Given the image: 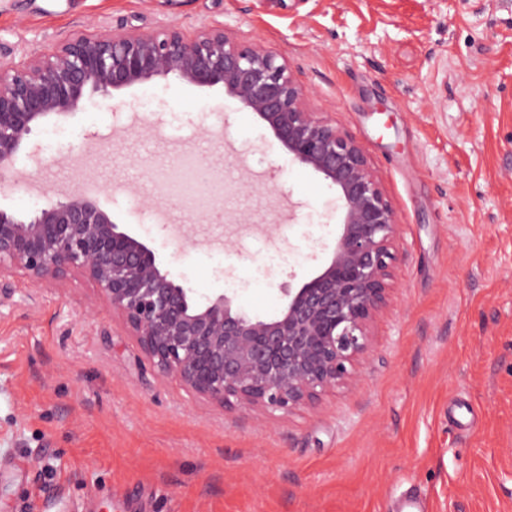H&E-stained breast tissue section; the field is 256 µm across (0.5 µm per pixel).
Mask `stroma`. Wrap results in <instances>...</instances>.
Here are the masks:
<instances>
[{
  "mask_svg": "<svg viewBox=\"0 0 512 512\" xmlns=\"http://www.w3.org/2000/svg\"><path fill=\"white\" fill-rule=\"evenodd\" d=\"M205 23L285 54L393 206L394 290L358 384L290 414L227 410L153 368L82 274H2L0 512H512V0H0V47ZM52 129L74 134L55 153ZM31 143L43 164L19 156L1 209L95 182L201 303L230 291L274 315L342 221L322 176L219 89L96 95ZM200 155L215 179L196 207L172 178Z\"/></svg>",
  "mask_w": 512,
  "mask_h": 512,
  "instance_id": "stroma-1",
  "label": "stroma"
}]
</instances>
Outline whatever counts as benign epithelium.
<instances>
[{
	"mask_svg": "<svg viewBox=\"0 0 512 512\" xmlns=\"http://www.w3.org/2000/svg\"><path fill=\"white\" fill-rule=\"evenodd\" d=\"M170 75L238 100L293 161L335 189L342 222L326 265L282 289L286 300L270 318L227 293L199 303L77 186L26 214L0 209V273L36 283L82 273L154 367L225 408L313 404L354 382L369 351L391 299L399 225L364 147L308 108L283 54L217 24L192 35L173 25L78 32L18 62L0 53V182L13 176L39 125L74 115L93 93L110 98Z\"/></svg>",
	"mask_w": 512,
	"mask_h": 512,
	"instance_id": "obj_1",
	"label": "benign epithelium"
}]
</instances>
